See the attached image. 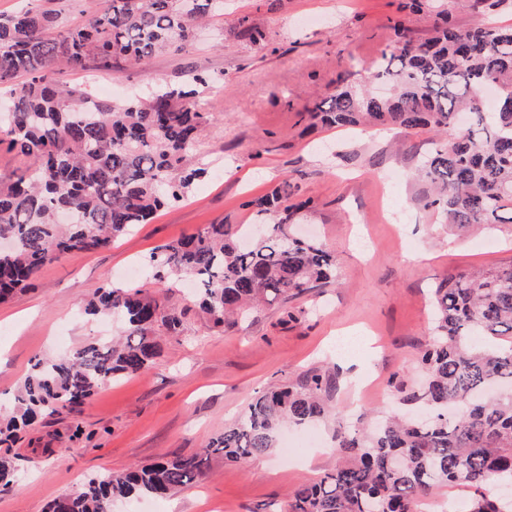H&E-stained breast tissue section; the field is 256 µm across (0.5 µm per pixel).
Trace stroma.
Wrapping results in <instances>:
<instances>
[{
  "mask_svg": "<svg viewBox=\"0 0 512 512\" xmlns=\"http://www.w3.org/2000/svg\"><path fill=\"white\" fill-rule=\"evenodd\" d=\"M36 3L61 27L81 24L99 0H0L10 14ZM402 0H224V13L196 32L187 53L152 56L131 67L94 63L66 72L73 84L118 87L122 96L155 85L209 80L199 98L212 120L188 197L157 212L110 247L74 251L47 264L25 291L0 303V400L12 397L38 356H68L119 333L124 324L87 315L94 288L107 282L153 293L149 278L124 271L157 246L208 224H245L253 200L290 183L294 215L336 255L328 286L267 305L235 327H213L191 310L183 335L162 341L144 373L107 384L84 406L38 418L10 453L18 474L0 487V512H45L87 478L192 456L244 412L258 391L319 371L335 378L332 403L356 425L359 392L368 409L399 406L396 387L420 382L430 332L431 289L446 276L512 260V226L461 234L435 223L415 178L427 136L396 130H344L301 122L314 97L332 93L349 60L365 80L393 41L388 27ZM249 16L266 36L257 46L239 33ZM320 445L293 459L280 450L245 464L209 457L206 476L162 499L128 498L112 512H285L300 485L336 466L333 425L312 426Z\"/></svg>",
  "mask_w": 512,
  "mask_h": 512,
  "instance_id": "1",
  "label": "stroma"
}]
</instances>
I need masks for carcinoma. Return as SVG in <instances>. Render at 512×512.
Wrapping results in <instances>:
<instances>
[{
  "instance_id": "cac0c4a2",
  "label": "carcinoma",
  "mask_w": 512,
  "mask_h": 512,
  "mask_svg": "<svg viewBox=\"0 0 512 512\" xmlns=\"http://www.w3.org/2000/svg\"><path fill=\"white\" fill-rule=\"evenodd\" d=\"M411 0L435 18L431 36L415 43L393 29L390 54L362 84L354 65L339 74L328 103L305 113L311 125L391 126L430 135L417 176L430 183L426 207L458 230L512 224V26L448 21V4ZM224 10V0H104L74 28L54 13L26 8L0 14V95L12 101L0 117V147L22 166L0 175V301L48 263L73 251L109 246L162 207L184 199L203 168L194 165L210 113L196 90H151L121 104L96 100L51 77L54 67L101 68L126 58L188 52L195 27ZM251 224H209L165 243L144 264L159 291L194 280L200 310L215 327L236 323L258 306L333 282L336 258L293 231L302 205L288 204V186L251 202ZM431 342L422 354L427 375L403 401L422 418L391 416L374 428L338 425L343 454L333 472L298 488L288 512H417L418 500L444 485L474 488L492 480L512 487V261L497 269L443 278L433 289ZM92 315L119 314L129 333L90 343L67 358L37 360L18 388L12 412L0 416V443L42 415L82 406L110 381L141 373L159 354L155 333L181 334L177 310L138 288L97 287ZM332 377L318 371L258 396L205 453L162 458L97 474L48 512H112L132 495L165 498L198 483L213 453L245 462L275 447L284 424L305 426L330 413ZM457 512H512V492L477 495Z\"/></svg>"
}]
</instances>
